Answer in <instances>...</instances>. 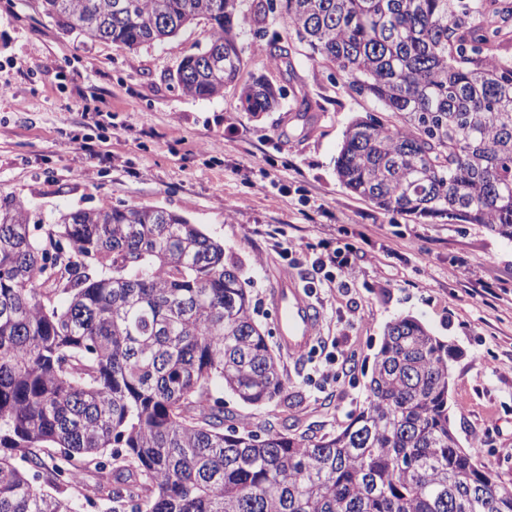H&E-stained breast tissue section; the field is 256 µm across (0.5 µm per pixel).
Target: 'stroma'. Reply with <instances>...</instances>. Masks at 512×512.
<instances>
[{
	"label": "stroma",
	"instance_id": "stroma-1",
	"mask_svg": "<svg viewBox=\"0 0 512 512\" xmlns=\"http://www.w3.org/2000/svg\"><path fill=\"white\" fill-rule=\"evenodd\" d=\"M253 7L243 0L236 25L245 47L237 85L200 99L169 75L205 46V25L132 52L62 29L33 0H0V192L47 217L103 200L182 215L239 261L272 345L276 274L291 263L306 280L312 250L352 248L349 276L331 275L314 295L317 340L280 357L295 403L256 409L228 393L225 414L284 422L297 435L339 432L366 398L386 326L410 316L458 349L448 414L459 446L512 488V241L479 224L392 213L346 189L336 159L374 103L304 48L292 54L293 72L272 65ZM260 77L303 89L308 121L286 120L290 97L273 112L246 111L240 88Z\"/></svg>",
	"mask_w": 512,
	"mask_h": 512
}]
</instances>
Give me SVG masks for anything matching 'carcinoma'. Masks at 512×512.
<instances>
[{
    "instance_id": "1",
    "label": "carcinoma",
    "mask_w": 512,
    "mask_h": 512,
    "mask_svg": "<svg viewBox=\"0 0 512 512\" xmlns=\"http://www.w3.org/2000/svg\"><path fill=\"white\" fill-rule=\"evenodd\" d=\"M63 29L133 51L205 22L173 82L235 83L241 0H35ZM309 59L382 106L347 129L336 172L408 216L512 241V0H266ZM285 89L241 88L249 112ZM454 350L390 323L368 395L340 433L224 426L222 388L260 407L288 388L224 244L161 207L102 202L47 219L0 195V512H512L448 418Z\"/></svg>"
}]
</instances>
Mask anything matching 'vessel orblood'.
Instances as JSON below:
<instances>
[{
    "label": "vessel or blood",
    "instance_id": "1",
    "mask_svg": "<svg viewBox=\"0 0 512 512\" xmlns=\"http://www.w3.org/2000/svg\"><path fill=\"white\" fill-rule=\"evenodd\" d=\"M269 298L277 309V333L281 350L291 357L304 355L317 338L320 311L310 291L292 274L276 279Z\"/></svg>",
    "mask_w": 512,
    "mask_h": 512
}]
</instances>
